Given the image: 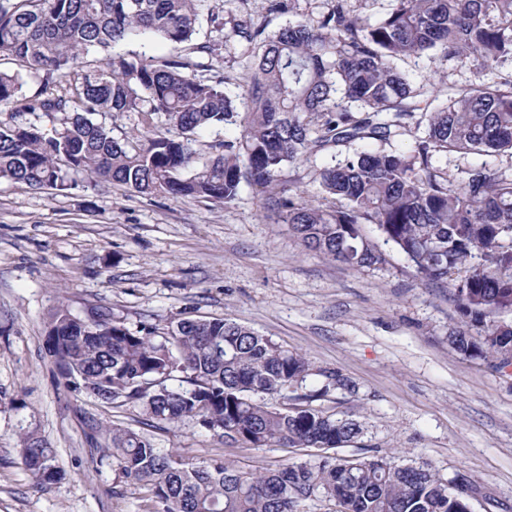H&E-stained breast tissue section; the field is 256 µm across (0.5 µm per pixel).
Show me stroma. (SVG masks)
I'll return each instance as SVG.
<instances>
[{
    "label": "stroma",
    "instance_id": "1",
    "mask_svg": "<svg viewBox=\"0 0 512 512\" xmlns=\"http://www.w3.org/2000/svg\"><path fill=\"white\" fill-rule=\"evenodd\" d=\"M333 4L298 0L295 12L271 14L267 0H237L235 13L272 33ZM402 67L442 95L470 77L431 55ZM424 134L412 123L387 143L340 145L287 163L281 180L318 202L324 167L357 150L407 151ZM433 163L455 181L482 164L512 178L507 152H453ZM262 198L248 184L224 204L84 182L51 194L0 180V512H153L141 486L114 495L106 454L113 425L137 427L142 410L64 388L46 349L48 317L59 306L77 317L102 306L133 330L164 327L183 312L247 326L308 359L299 393L332 375L346 381L312 403L360 422L345 454L373 448L398 464L428 463L447 480L466 475L473 512H512V366L499 370L450 347L448 334L463 319L449 290L422 283L376 225L365 231L385 261L359 270L306 250ZM27 433L54 448L59 481L38 484L24 468ZM149 434L189 460L225 454L194 419Z\"/></svg>",
    "mask_w": 512,
    "mask_h": 512
}]
</instances>
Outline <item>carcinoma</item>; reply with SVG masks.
Returning a JSON list of instances; mask_svg holds the SVG:
<instances>
[{"mask_svg":"<svg viewBox=\"0 0 512 512\" xmlns=\"http://www.w3.org/2000/svg\"><path fill=\"white\" fill-rule=\"evenodd\" d=\"M203 0H0V180L64 192L82 179L121 184L144 195L233 201L242 184L275 191L263 202L284 214L304 247L352 267L383 261L364 225L375 224L428 285L451 286L460 315L478 335L453 332L454 350L498 369L512 366V331L497 318L512 310V178L477 166L454 183L433 158L448 152H512V0H394L379 20L335 0L316 18L269 34L239 19L236 0H213L224 13L222 43L231 61L248 59L243 82L213 71L216 42L199 39ZM150 34L166 56L127 58L112 49ZM101 54L83 70L82 58ZM440 54L471 79L439 99L415 85L398 62ZM41 88L19 104L26 78ZM60 118L49 135L23 119ZM138 112L165 132L118 140L94 121L99 113ZM360 116H355V113ZM309 114L321 124L311 129ZM418 118L427 135L410 152H356L321 171L327 204L315 205L278 183L288 162L343 143L387 142ZM233 125L238 136L196 149L206 128ZM95 325L57 308L46 344L69 391L117 407H139L147 421L196 419L227 448L277 446L293 454L245 471L230 457L198 462L157 448L130 427H112L117 482L142 485L154 512H298L300 503L333 501L338 512H468L457 483L429 465H398L385 456H340L361 424L310 407L277 408L309 375V363L273 339L222 318H179L163 337L133 331L93 307ZM178 380V385L169 384ZM317 448L320 454L296 459ZM22 464L38 483L63 476L42 439L26 434Z\"/></svg>","mask_w":512,"mask_h":512,"instance_id":"1","label":"carcinoma"}]
</instances>
